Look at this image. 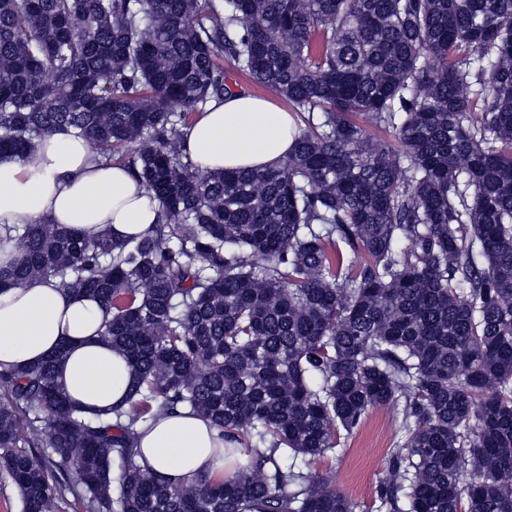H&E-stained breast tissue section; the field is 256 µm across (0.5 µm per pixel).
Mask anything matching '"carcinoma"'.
Masks as SVG:
<instances>
[{
	"label": "carcinoma",
	"mask_w": 512,
	"mask_h": 512,
	"mask_svg": "<svg viewBox=\"0 0 512 512\" xmlns=\"http://www.w3.org/2000/svg\"><path fill=\"white\" fill-rule=\"evenodd\" d=\"M226 54L303 115L273 167L184 160L232 92ZM57 129L130 167L159 222L13 237L0 291L98 300L133 370L128 407L92 415L56 380L63 347L0 370L22 512L67 491L86 512H356L283 460L399 404L384 512H512V0H0V156ZM179 407L242 447L233 476L142 469L137 428Z\"/></svg>",
	"instance_id": "cac0c4a2"
}]
</instances>
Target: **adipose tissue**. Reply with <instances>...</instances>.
Wrapping results in <instances>:
<instances>
[{
  "label": "adipose tissue",
  "instance_id": "obj_1",
  "mask_svg": "<svg viewBox=\"0 0 512 512\" xmlns=\"http://www.w3.org/2000/svg\"><path fill=\"white\" fill-rule=\"evenodd\" d=\"M295 126L292 112L245 93L212 99L183 131V154L204 171L264 169L284 159ZM158 206L126 167L96 157L74 131L61 129L24 156L0 158V266L19 259L7 235L15 227L47 221L76 231H105L125 240L150 233ZM104 312L96 299L33 279L0 292V369L33 365L66 346L56 375L86 411L120 408L132 371L126 358L103 342ZM138 461L172 485L199 476L233 473L225 442L206 418L180 408L140 428Z\"/></svg>",
  "mask_w": 512,
  "mask_h": 512
}]
</instances>
